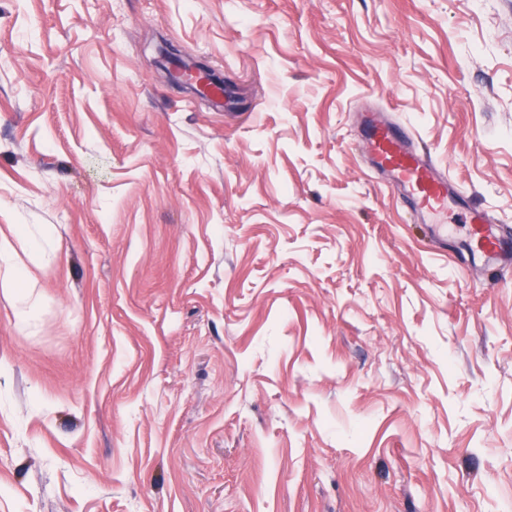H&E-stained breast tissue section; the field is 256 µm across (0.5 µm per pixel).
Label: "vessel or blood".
I'll return each mask as SVG.
<instances>
[{
  "label": "vessel or blood",
  "mask_w": 512,
  "mask_h": 512,
  "mask_svg": "<svg viewBox=\"0 0 512 512\" xmlns=\"http://www.w3.org/2000/svg\"><path fill=\"white\" fill-rule=\"evenodd\" d=\"M361 127L358 147L371 169L386 178L423 223L445 224L449 206L461 199L446 170L414 144L410 130L382 110H364ZM465 221L471 226L476 251L485 262L512 263V249L507 247L500 226L494 224L486 211L469 210Z\"/></svg>",
  "instance_id": "b4317fda"
}]
</instances>
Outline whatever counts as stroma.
Listing matches in <instances>:
<instances>
[{
  "instance_id": "1",
  "label": "stroma",
  "mask_w": 512,
  "mask_h": 512,
  "mask_svg": "<svg viewBox=\"0 0 512 512\" xmlns=\"http://www.w3.org/2000/svg\"><path fill=\"white\" fill-rule=\"evenodd\" d=\"M367 103L512 228V0H0V512H512V268ZM383 112L366 109L361 113L358 147L371 169L386 178L423 224H437L441 229L449 206L462 199L460 191L446 170L414 144L411 131ZM7 225L12 230V235H0V264L6 269L0 288L5 296L22 300L26 297L22 285L23 273L12 264L14 256L20 249L30 258L37 259L41 255L43 242L29 232L26 224Z\"/></svg>"
}]
</instances>
